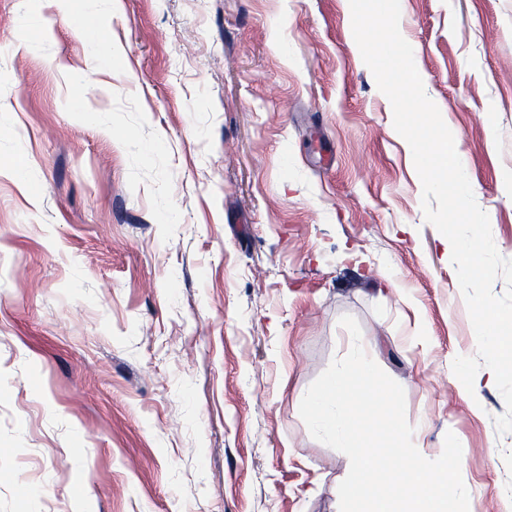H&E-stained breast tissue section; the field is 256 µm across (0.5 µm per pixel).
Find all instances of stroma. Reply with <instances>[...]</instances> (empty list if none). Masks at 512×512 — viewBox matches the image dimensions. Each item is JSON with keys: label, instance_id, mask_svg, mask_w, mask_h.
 Segmentation results:
<instances>
[{"label": "stroma", "instance_id": "obj_1", "mask_svg": "<svg viewBox=\"0 0 512 512\" xmlns=\"http://www.w3.org/2000/svg\"><path fill=\"white\" fill-rule=\"evenodd\" d=\"M400 7L512 259V0ZM421 200L349 0H0V512H339L299 406L345 315L502 512L505 403L458 393L477 341Z\"/></svg>", "mask_w": 512, "mask_h": 512}]
</instances>
